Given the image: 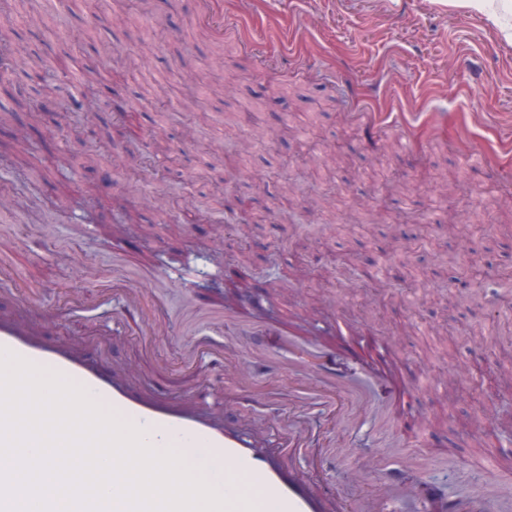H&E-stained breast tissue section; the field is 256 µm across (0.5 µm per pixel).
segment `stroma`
<instances>
[{
	"label": "stroma",
	"instance_id": "1",
	"mask_svg": "<svg viewBox=\"0 0 512 512\" xmlns=\"http://www.w3.org/2000/svg\"><path fill=\"white\" fill-rule=\"evenodd\" d=\"M224 23L271 36V62L237 38L216 40L194 19L192 0H150V14L124 19L115 0H17L0 26L20 48L38 47L52 83L80 96L99 85L94 125L77 114L16 110L0 143L23 145L0 159V198L25 201L0 212V284L20 286L0 314H23L51 341L96 348L137 384L188 395L276 448L289 426L272 415L298 384L264 367L253 388L224 385L241 362L239 330L224 309L248 299L270 328L317 334L341 362L364 355L389 365L410 388L403 407L373 403L355 427L334 410L310 419L290 463L335 512H361L406 455L427 468L411 475V512L464 505L494 485L487 512H512V152L501 143L512 119V0L485 9L456 0H223ZM307 25L297 48L304 73L288 72L277 40L294 15ZM86 30L84 55L63 52ZM411 111L435 113L412 143L352 121L355 100L375 99L378 80ZM229 83L231 94L217 92ZM295 168V195L273 174ZM422 182L387 197L375 224L376 182L390 171ZM451 183L461 201L448 230ZM54 227L44 238L38 225ZM305 224L319 225L305 235ZM479 224L490 234H475ZM97 267L93 281L82 265ZM138 282L140 307L112 318L113 276ZM71 292L95 294L91 310ZM150 319L168 333L142 336ZM224 343L226 354L214 352ZM199 345L183 366L185 346Z\"/></svg>",
	"mask_w": 512,
	"mask_h": 512
}]
</instances>
